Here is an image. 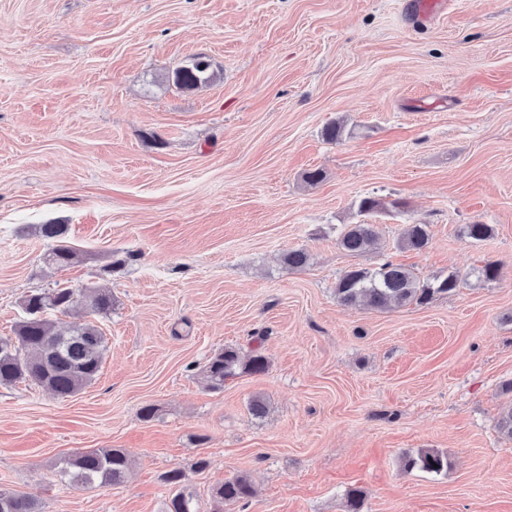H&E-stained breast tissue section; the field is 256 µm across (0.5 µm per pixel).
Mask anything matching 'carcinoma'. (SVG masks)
<instances>
[{"label":"carcinoma","mask_w":512,"mask_h":512,"mask_svg":"<svg viewBox=\"0 0 512 512\" xmlns=\"http://www.w3.org/2000/svg\"><path fill=\"white\" fill-rule=\"evenodd\" d=\"M211 64L203 55L167 75L177 88L193 90L213 79ZM42 237L51 247L42 258L45 266L63 269L72 264L75 251L67 241V225L43 224ZM377 238L376 225L350 224L337 239L338 245L352 254H363ZM430 235L425 224H408L398 247L421 251L428 247ZM456 273L445 277L420 279L405 267L386 261L375 268L355 267L345 272L336 283L337 302L343 305L363 303L378 310L406 305H426L440 295H448L459 287ZM85 315L107 316L112 312V293L106 288L88 287L82 291ZM77 299L70 288H57L34 293L22 301L25 317L14 329V335L0 337V386L29 382L58 398L77 394L97 377L106 348L104 336L90 321L57 323L45 317L52 310L63 316L71 314ZM267 359L258 351L243 356L226 347L210 358L203 369L211 389L224 387V381L240 374H262ZM448 456L435 449L405 452L400 457L404 472L419 470L439 475L448 470ZM59 473L76 484L112 487L127 481L130 463L120 448H94L76 452L59 462ZM162 480L175 488L167 503V512H197L193 496L182 489L185 473L179 468L162 475ZM253 493L250 481L243 476L224 480L212 489V498L220 503H235ZM0 512H39L37 499L0 491Z\"/></svg>","instance_id":"1"}]
</instances>
